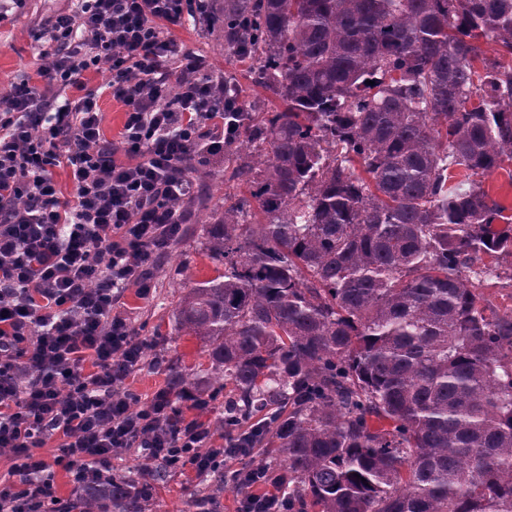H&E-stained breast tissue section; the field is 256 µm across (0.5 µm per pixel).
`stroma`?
<instances>
[{"mask_svg":"<svg viewBox=\"0 0 512 512\" xmlns=\"http://www.w3.org/2000/svg\"><path fill=\"white\" fill-rule=\"evenodd\" d=\"M78 5V0H0V92L34 77L37 67L45 63L41 55L45 28L57 14L74 11ZM172 35L188 49L205 55L215 73L238 84L245 100L261 108L269 105L270 95L252 80V67L240 65L234 56L225 53L221 25L208 28L193 22L173 29ZM192 177L199 187L192 203V220L154 268L149 296L140 297L135 285L124 292L122 315L145 340L147 359L162 363L158 369L144 368L132 383L133 392L142 397L168 384L166 363L176 360L188 371L198 373L209 366L199 340L177 335L172 311L186 278L215 277V266L204 250V226L223 209L228 189L243 194L247 188L239 182L232 186L225 183L224 158L220 155L194 161ZM244 493V488L230 483L189 481L169 471L155 481L147 512H200L195 506L199 499L208 500L213 512H236Z\"/></svg>","mask_w":512,"mask_h":512,"instance_id":"35a3bbf8","label":"stroma"}]
</instances>
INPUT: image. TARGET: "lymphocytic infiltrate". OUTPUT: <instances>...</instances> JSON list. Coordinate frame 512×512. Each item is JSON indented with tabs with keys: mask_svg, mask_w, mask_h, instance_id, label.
I'll use <instances>...</instances> for the list:
<instances>
[{
	"mask_svg": "<svg viewBox=\"0 0 512 512\" xmlns=\"http://www.w3.org/2000/svg\"><path fill=\"white\" fill-rule=\"evenodd\" d=\"M214 23L210 0H82L46 33V63L0 99V449L19 485L0 483V512H75L57 497L52 467L76 488L114 478L112 456L207 480L241 457L238 439L214 447L210 429L181 405L203 411L188 389L133 394L146 343L119 313L124 291L148 279L188 219L179 202L194 185L197 156L223 153L238 109L203 55L170 34L188 20ZM108 64L106 84L125 108L119 143L106 141L98 93L48 96L43 84L81 86ZM70 168L73 194L53 170ZM58 439L46 460L40 450ZM266 470H238L237 512H288Z\"/></svg>",
	"mask_w": 512,
	"mask_h": 512,
	"instance_id": "obj_1",
	"label": "lymphocytic infiltrate"
}]
</instances>
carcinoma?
<instances>
[{
  "instance_id": "obj_1",
  "label": "carcinoma",
  "mask_w": 512,
  "mask_h": 512,
  "mask_svg": "<svg viewBox=\"0 0 512 512\" xmlns=\"http://www.w3.org/2000/svg\"><path fill=\"white\" fill-rule=\"evenodd\" d=\"M512 0H224V44L283 108L229 113L206 225L217 275L175 327L205 343L224 428L284 456L288 512H512V313L474 281L512 265L475 177L512 160ZM462 178L453 180L450 169ZM140 478L83 512H144Z\"/></svg>"
}]
</instances>
